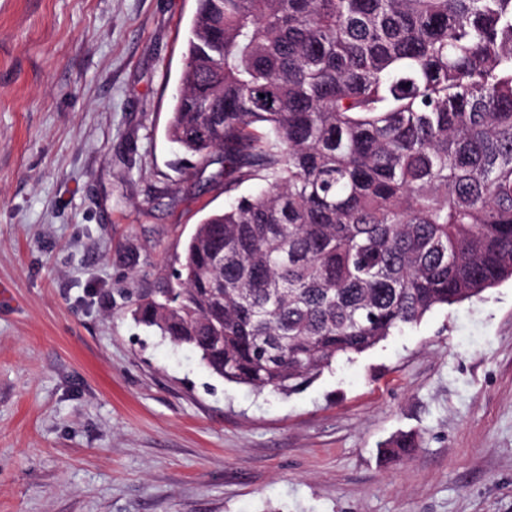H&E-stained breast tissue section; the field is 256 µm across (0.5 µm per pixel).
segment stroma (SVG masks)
Returning a JSON list of instances; mask_svg holds the SVG:
<instances>
[{
  "mask_svg": "<svg viewBox=\"0 0 512 512\" xmlns=\"http://www.w3.org/2000/svg\"><path fill=\"white\" fill-rule=\"evenodd\" d=\"M195 9L0 0V512H512L511 279L289 395L132 318L228 201L166 135Z\"/></svg>",
  "mask_w": 512,
  "mask_h": 512,
  "instance_id": "1",
  "label": "stroma"
}]
</instances>
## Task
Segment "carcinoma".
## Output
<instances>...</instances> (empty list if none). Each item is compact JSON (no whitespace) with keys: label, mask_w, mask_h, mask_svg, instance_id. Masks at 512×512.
I'll return each instance as SVG.
<instances>
[{"label":"carcinoma","mask_w":512,"mask_h":512,"mask_svg":"<svg viewBox=\"0 0 512 512\" xmlns=\"http://www.w3.org/2000/svg\"><path fill=\"white\" fill-rule=\"evenodd\" d=\"M167 135L262 183L133 309L227 382L290 394L512 278V0H197Z\"/></svg>","instance_id":"carcinoma-1"}]
</instances>
